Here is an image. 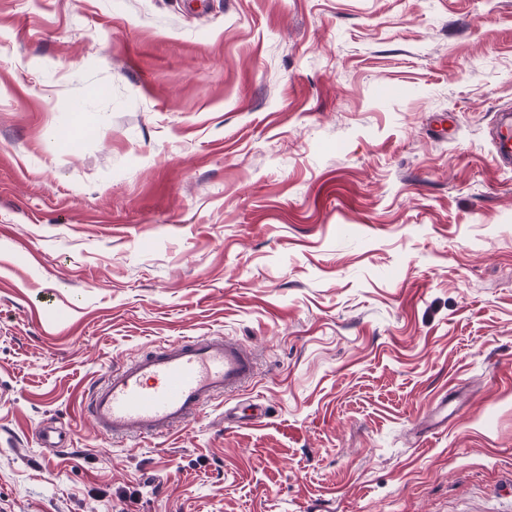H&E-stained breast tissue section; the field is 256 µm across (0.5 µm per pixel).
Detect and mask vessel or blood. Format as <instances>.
<instances>
[{
  "mask_svg": "<svg viewBox=\"0 0 512 512\" xmlns=\"http://www.w3.org/2000/svg\"><path fill=\"white\" fill-rule=\"evenodd\" d=\"M499 165L512 164V113L493 134ZM256 372L254 353L226 336L188 337L112 368L77 398L80 415L117 439L163 437L200 415L208 403L239 392Z\"/></svg>",
  "mask_w": 512,
  "mask_h": 512,
  "instance_id": "b4317fda",
  "label": "vessel or blood"
}]
</instances>
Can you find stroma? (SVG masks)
<instances>
[{
  "label": "stroma",
  "instance_id": "stroma-1",
  "mask_svg": "<svg viewBox=\"0 0 512 512\" xmlns=\"http://www.w3.org/2000/svg\"><path fill=\"white\" fill-rule=\"evenodd\" d=\"M509 105L512 0H0V512H512ZM183 336L253 381L78 417ZM497 122L492 137L495 145V157L499 165L512 164V113L505 109ZM256 372L254 353L227 336L175 339L114 367L77 398L111 438L163 437L216 397L239 392Z\"/></svg>",
  "mask_w": 512,
  "mask_h": 512
}]
</instances>
